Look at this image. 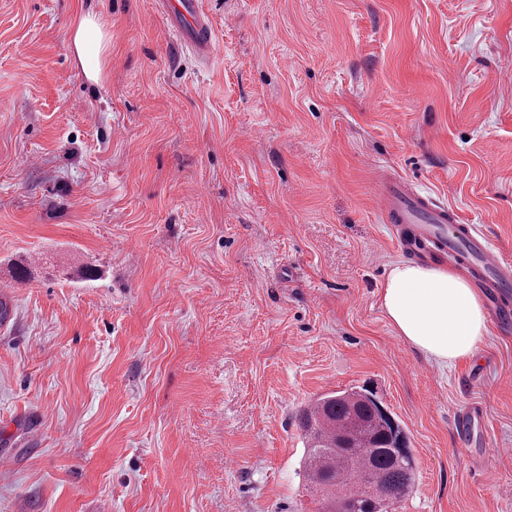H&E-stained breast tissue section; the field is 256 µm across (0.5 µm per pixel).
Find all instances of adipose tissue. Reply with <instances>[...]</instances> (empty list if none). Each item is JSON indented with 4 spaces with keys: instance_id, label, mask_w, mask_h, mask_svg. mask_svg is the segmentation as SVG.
Returning <instances> with one entry per match:
<instances>
[{
    "instance_id": "ef3b65f1",
    "label": "adipose tissue",
    "mask_w": 512,
    "mask_h": 512,
    "mask_svg": "<svg viewBox=\"0 0 512 512\" xmlns=\"http://www.w3.org/2000/svg\"><path fill=\"white\" fill-rule=\"evenodd\" d=\"M68 41L85 77L103 81L111 61L112 36L100 18L88 11L78 14ZM379 304L397 336L444 367L474 358L488 333L478 288L447 268L394 263L379 292Z\"/></svg>"
}]
</instances>
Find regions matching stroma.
I'll use <instances>...</instances> for the list:
<instances>
[{"instance_id": "1", "label": "stroma", "mask_w": 512, "mask_h": 512, "mask_svg": "<svg viewBox=\"0 0 512 512\" xmlns=\"http://www.w3.org/2000/svg\"><path fill=\"white\" fill-rule=\"evenodd\" d=\"M203 2L206 67L155 0H0V512H318L299 414L351 387L408 436L395 512H512V319L446 369L396 336L370 191L512 259V0ZM68 41L85 77L94 83L103 81L111 61L112 36L100 18L88 11L78 14Z\"/></svg>"}]
</instances>
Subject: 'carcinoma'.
<instances>
[{"label":"carcinoma","mask_w":512,"mask_h":512,"mask_svg":"<svg viewBox=\"0 0 512 512\" xmlns=\"http://www.w3.org/2000/svg\"><path fill=\"white\" fill-rule=\"evenodd\" d=\"M380 406L372 391L351 388L325 393L303 410L302 471L325 512L345 501L355 512H390L413 490V459L402 452L408 437Z\"/></svg>","instance_id":"obj_1"}]
</instances>
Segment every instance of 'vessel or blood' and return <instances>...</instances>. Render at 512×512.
<instances>
[{
	"mask_svg": "<svg viewBox=\"0 0 512 512\" xmlns=\"http://www.w3.org/2000/svg\"><path fill=\"white\" fill-rule=\"evenodd\" d=\"M157 5L177 45L191 51L200 63H208L215 52L216 27L200 0H157ZM372 191L404 252L440 257L469 269L493 298L494 317H505L503 298L512 285V262L503 259L472 225L458 223L447 206L410 183L383 177L373 183Z\"/></svg>",
	"mask_w": 512,
	"mask_h": 512,
	"instance_id": "vessel-or-blood-1",
	"label": "vessel or blood"
}]
</instances>
